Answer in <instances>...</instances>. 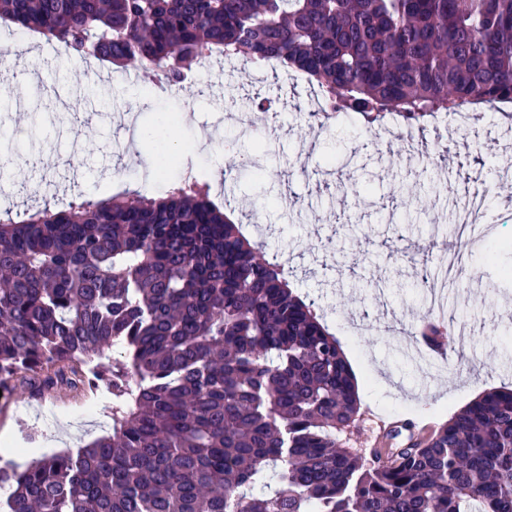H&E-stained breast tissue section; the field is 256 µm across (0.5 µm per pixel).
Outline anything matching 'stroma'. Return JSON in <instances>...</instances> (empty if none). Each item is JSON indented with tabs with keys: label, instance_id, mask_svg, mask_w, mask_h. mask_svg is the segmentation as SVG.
<instances>
[{
	"label": "stroma",
	"instance_id": "1",
	"mask_svg": "<svg viewBox=\"0 0 512 512\" xmlns=\"http://www.w3.org/2000/svg\"><path fill=\"white\" fill-rule=\"evenodd\" d=\"M1 47L23 69H37L39 81L14 88L13 107L0 122L8 132L0 138V161L10 183H42L47 201L57 206L78 192L103 198L131 189L157 196L184 169L209 178L242 159H258L259 176L241 168L216 200L252 240L259 236L247 214L259 208L269 258L284 266L291 287L313 302L340 340L363 412L353 447H374L380 426L398 419L430 435L483 391L512 387V288L501 282L502 271L512 269V223L502 238L471 247L481 282L448 296V308L465 309V343H453L444 360L427 353L413 363L400 352L425 312L420 270L427 257L415 242L452 223L459 188L478 174L492 211H512V196L501 190L512 184L511 116L480 108L467 128L428 125V152L419 155L397 137L374 139L353 112L321 126L310 115L303 85L276 65L212 58L199 68L194 94L163 92L153 110L136 112L133 70L85 64L33 33L0 29ZM169 109L181 115L172 138L190 150L159 179L152 147L127 146L117 119L131 112L148 129L158 111ZM344 170L365 187L364 196L337 191ZM365 309L375 329L353 335L350 322ZM110 389L107 379L95 389L35 390L15 381L9 397L0 398V430L21 436L22 414H43L50 449L59 451L66 431L57 419L81 420L96 404L111 411V403L100 400Z\"/></svg>",
	"mask_w": 512,
	"mask_h": 512
}]
</instances>
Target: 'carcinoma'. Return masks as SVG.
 I'll use <instances>...</instances> for the list:
<instances>
[{
    "mask_svg": "<svg viewBox=\"0 0 512 512\" xmlns=\"http://www.w3.org/2000/svg\"><path fill=\"white\" fill-rule=\"evenodd\" d=\"M0 22L185 89L213 54L273 60L371 130L512 102V0H0ZM117 341L112 434L0 467L7 512H512V389L350 447L340 342L191 171L0 212V387L97 380L77 364Z\"/></svg>",
    "mask_w": 512,
    "mask_h": 512,
    "instance_id": "obj_1",
    "label": "carcinoma"
}]
</instances>
